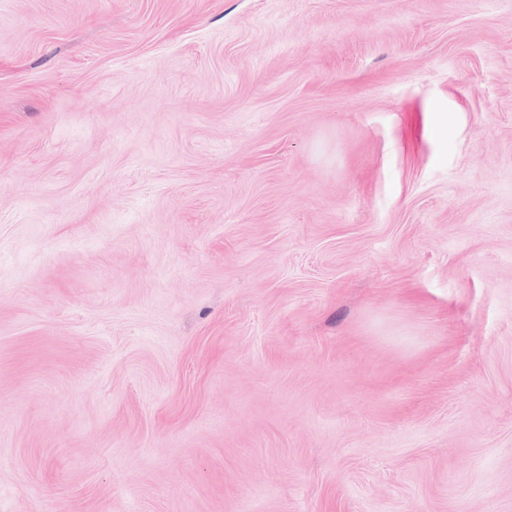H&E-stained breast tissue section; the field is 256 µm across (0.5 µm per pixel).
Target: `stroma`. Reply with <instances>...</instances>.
Here are the masks:
<instances>
[{"label":"stroma","instance_id":"1","mask_svg":"<svg viewBox=\"0 0 512 512\" xmlns=\"http://www.w3.org/2000/svg\"><path fill=\"white\" fill-rule=\"evenodd\" d=\"M0 512H512V0H0Z\"/></svg>","mask_w":512,"mask_h":512}]
</instances>
